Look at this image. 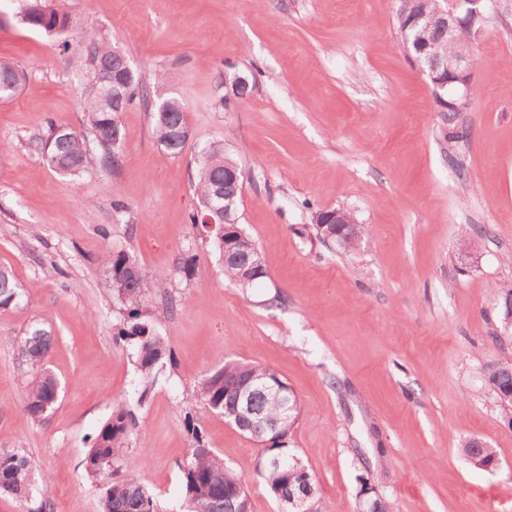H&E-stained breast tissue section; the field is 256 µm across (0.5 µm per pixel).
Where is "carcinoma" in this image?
Masks as SVG:
<instances>
[{
    "instance_id": "obj_1",
    "label": "carcinoma",
    "mask_w": 512,
    "mask_h": 512,
    "mask_svg": "<svg viewBox=\"0 0 512 512\" xmlns=\"http://www.w3.org/2000/svg\"><path fill=\"white\" fill-rule=\"evenodd\" d=\"M21 2L19 15L23 24L56 39L64 53L77 48L80 58L78 94L83 112L82 129L73 131L49 122L46 134L37 144V149L52 169L63 177H79L97 169L117 167L122 140L120 114L134 102L151 113V132L157 144L174 157L183 153L190 138V125L188 110L181 100L172 97L150 101L149 89L142 76L132 70L125 56L115 52L110 41L102 36L95 20L88 18L76 26L71 16L54 7L52 0ZM441 9V0H398L395 20L400 37H405L404 29L411 17L423 11L435 13ZM25 80V69L0 61V98L5 90L21 85ZM436 96L448 112V139L462 137L456 117L468 105V87L461 83L438 87ZM230 162H235V159L224 151L220 143L202 150L195 179L199 208L189 220L195 227L206 217L214 220L213 240L224 278L242 288H249L267 276L266 268L260 265L246 270L241 259L225 253L224 237L220 236L221 214L214 210L213 191L218 185L225 187V193L232 201L237 203L240 200V184L228 179L226 165ZM104 263L108 268L104 288L112 294V299L127 307L118 336L127 342L130 357L140 374L137 403L142 404L152 387L165 376L167 365L172 363L168 339L160 326L175 310L177 300L168 295L169 282L163 275L143 270L136 278L126 277L127 267L136 264L129 254H107ZM174 270L185 281L195 279L199 272L197 256L177 258ZM159 295L167 296L166 306L160 311L149 312ZM24 297L26 290L16 283L11 271L1 267L0 308L15 306ZM494 302L503 322H508L512 315V289L498 290L494 294ZM52 344V330L43 321L29 326L18 338V357L29 375L23 409L34 420L44 419L55 405L57 383L44 368ZM226 374L242 383L258 378L263 382L281 380L279 374L268 367L238 360H227L224 365L206 372L197 381L195 396L208 412L222 416L228 422L235 410V401L224 393ZM483 378L503 404L508 425L512 427V360L484 365ZM251 398L263 424L262 430L253 435L257 445L268 447L265 451L267 456L294 457L288 448V440L303 412L299 397L292 395L290 404L285 408L270 401L262 388L254 387ZM140 432V424L127 408V403H117L86 453L85 473L106 482L102 512H160L154 494L137 478L131 475L118 480L114 478L115 473L130 467L122 450L129 447L132 438ZM189 433L190 440L180 473L190 512H230L232 495L244 479L209 446L199 426L190 427ZM460 452L478 469H485L497 461L496 449L476 438L463 441ZM256 469L269 491L275 492L283 476L272 468L264 467L262 460L257 462ZM36 470L35 461L24 450L0 452V494L23 501L26 512H46L47 502L32 503Z\"/></svg>"
}]
</instances>
